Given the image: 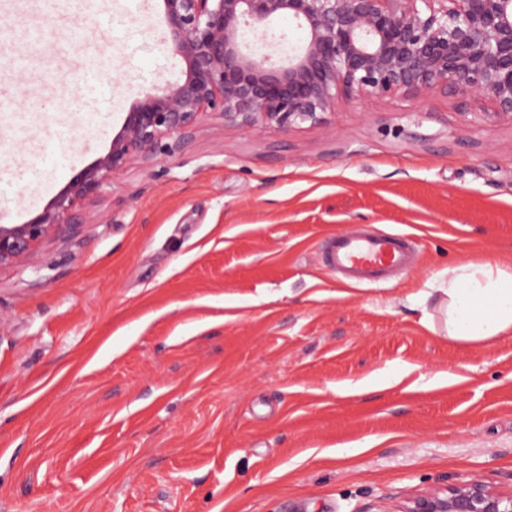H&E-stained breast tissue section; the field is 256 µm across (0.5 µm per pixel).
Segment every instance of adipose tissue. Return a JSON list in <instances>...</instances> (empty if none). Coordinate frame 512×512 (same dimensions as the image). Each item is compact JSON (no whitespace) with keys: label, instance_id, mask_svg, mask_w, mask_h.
Returning a JSON list of instances; mask_svg holds the SVG:
<instances>
[{"label":"adipose tissue","instance_id":"obj_1","mask_svg":"<svg viewBox=\"0 0 512 512\" xmlns=\"http://www.w3.org/2000/svg\"><path fill=\"white\" fill-rule=\"evenodd\" d=\"M439 307L452 341L475 343L512 334V267L487 263L448 271Z\"/></svg>","mask_w":512,"mask_h":512}]
</instances>
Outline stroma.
<instances>
[{"label":"stroma","instance_id":"stroma-1","mask_svg":"<svg viewBox=\"0 0 512 512\" xmlns=\"http://www.w3.org/2000/svg\"><path fill=\"white\" fill-rule=\"evenodd\" d=\"M160 0H0V224L103 156L143 91L185 79ZM98 64L104 96L77 74ZM488 99L339 98L330 123L215 113L132 161L83 223L0 270V512H396L475 478L512 492V335L457 343L450 268L512 265V121ZM354 227L419 262L348 288ZM399 382H391L392 374ZM390 387L340 395L368 376Z\"/></svg>","mask_w":512,"mask_h":512}]
</instances>
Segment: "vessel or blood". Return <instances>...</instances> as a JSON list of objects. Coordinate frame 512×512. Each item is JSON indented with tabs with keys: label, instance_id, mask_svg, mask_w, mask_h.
Here are the masks:
<instances>
[{
	"label": "vessel or blood",
	"instance_id": "obj_1",
	"mask_svg": "<svg viewBox=\"0 0 512 512\" xmlns=\"http://www.w3.org/2000/svg\"><path fill=\"white\" fill-rule=\"evenodd\" d=\"M321 260L324 267L338 274L343 284H375L392 272L414 267V239L402 233L371 234L351 229L323 241Z\"/></svg>",
	"mask_w": 512,
	"mask_h": 512
}]
</instances>
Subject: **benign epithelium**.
<instances>
[{
    "label": "benign epithelium",
    "instance_id": "benign-epithelium-1",
    "mask_svg": "<svg viewBox=\"0 0 512 512\" xmlns=\"http://www.w3.org/2000/svg\"><path fill=\"white\" fill-rule=\"evenodd\" d=\"M164 42L185 80L151 88L127 112L108 152L82 170L42 212L0 224V269L31 261L134 159L172 156L203 115L243 128L327 124L338 96H482L512 118V0H162ZM282 14L308 33L277 56L242 47V30ZM400 512H512V493L471 479L408 502Z\"/></svg>",
    "mask_w": 512,
    "mask_h": 512
}]
</instances>
